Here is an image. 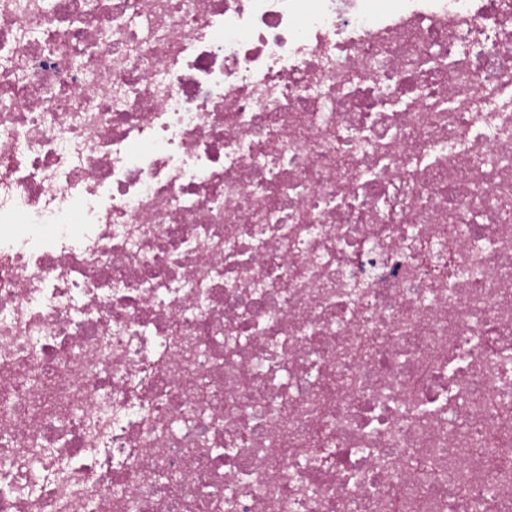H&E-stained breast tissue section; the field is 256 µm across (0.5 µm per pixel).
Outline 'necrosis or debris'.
<instances>
[{
	"mask_svg": "<svg viewBox=\"0 0 512 512\" xmlns=\"http://www.w3.org/2000/svg\"><path fill=\"white\" fill-rule=\"evenodd\" d=\"M0 512H512V0H0Z\"/></svg>",
	"mask_w": 512,
	"mask_h": 512,
	"instance_id": "1",
	"label": "necrosis or debris"
}]
</instances>
